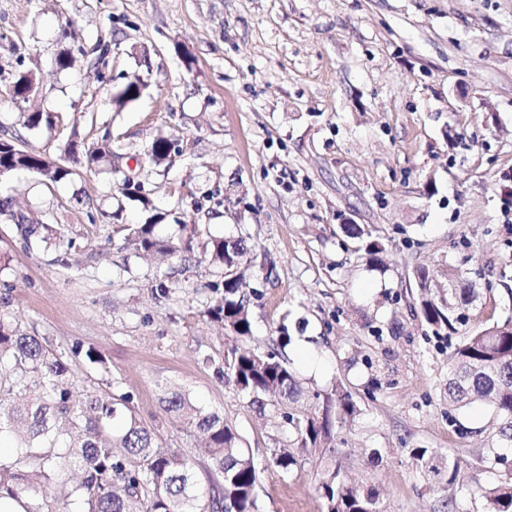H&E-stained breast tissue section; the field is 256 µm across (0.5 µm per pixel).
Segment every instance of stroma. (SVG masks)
<instances>
[{
  "label": "stroma",
  "instance_id": "obj_1",
  "mask_svg": "<svg viewBox=\"0 0 512 512\" xmlns=\"http://www.w3.org/2000/svg\"><path fill=\"white\" fill-rule=\"evenodd\" d=\"M80 46L59 70L58 54ZM22 69L39 81L29 108L55 122L26 129L0 101V134L52 159L107 129L120 145L116 174L81 159L56 187L27 171L0 178V198L75 242L65 268L54 244L26 248L0 218V299L15 321L56 351L105 359L79 371L76 392L131 395L143 425L189 453L197 441L158 384L219 411L256 467L258 512H325L329 459L386 512H444L415 447L463 458L469 489L507 479L475 459L492 407L449 410L455 341L422 323L411 287L416 266L459 271L481 291L471 328L512 316L500 285L512 280V0H0V79ZM131 72L149 87L115 109ZM160 135L179 153L150 177L148 203L124 198L123 174ZM151 204L169 213L161 235L195 224L247 237L250 338L209 319L221 272L208 261L178 266L158 294L166 262L126 248L122 230ZM347 221L381 238L378 265ZM236 347L278 349L301 401L240 393L217 371ZM340 388L357 413L335 426L330 456L276 468L274 449L298 445L286 413L321 414Z\"/></svg>",
  "mask_w": 512,
  "mask_h": 512
}]
</instances>
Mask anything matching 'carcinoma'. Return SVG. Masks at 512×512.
Returning <instances> with one entry per match:
<instances>
[{"label": "carcinoma", "mask_w": 512, "mask_h": 512, "mask_svg": "<svg viewBox=\"0 0 512 512\" xmlns=\"http://www.w3.org/2000/svg\"><path fill=\"white\" fill-rule=\"evenodd\" d=\"M33 72L21 71L0 88L5 101L22 102ZM147 82L137 76L125 82L111 98L117 109L138 100ZM23 125L32 130L54 123V115L20 113ZM175 149L171 139L159 136L144 154L154 165L163 164ZM79 145L69 142L63 156L52 160L28 150L17 140L0 139V167L7 172L39 174L47 185L70 179L75 174ZM95 163L114 155L112 133L83 150ZM121 192L128 198L147 200L145 183L122 181ZM0 216L14 223L16 235L25 243L44 242L45 224L17 223L10 201L0 203ZM167 213L156 210L142 224L129 229L125 237L137 254L157 253L192 258L196 225L181 224L178 239L157 234ZM342 228L351 238L367 237L365 254L379 261L383 243L357 224ZM200 248L220 270L227 272L213 288L224 289L219 301L207 310L211 320L236 336L251 334L249 314L250 283L240 267L250 253L245 237H209ZM416 305L421 321L433 334L458 338L448 356L446 390L448 404L463 407L488 399L496 410V422L476 450L477 462L488 469L500 466L506 457L502 449L512 447V318L478 330L467 328L461 309L478 297L476 289L461 285V277L448 275V292H443L434 270L419 266L413 271ZM74 358L88 365H104L92 348L71 350ZM77 362L68 361L41 338L24 331L6 311H0V435L10 436L16 452L0 457V498L24 499V512H46L44 489L55 493L62 512L77 506L76 512H257V474L250 457L241 447L238 434L224 423L222 414L208 409L184 390L158 385L159 403L176 414L198 441L197 455L178 448H166L133 415L127 394L87 393L79 397L71 390ZM219 372L237 389L255 398L270 397L288 406L297 402L304 388L296 373L275 351L239 349L224 359ZM356 412L351 394L337 392L336 401H326L322 416L296 420L285 415L300 435L302 453L322 447L334 427L344 424ZM410 457L419 473L443 491L459 484L462 464L457 458H443L429 448H412ZM277 467L288 470L297 463L296 452L280 448L273 457ZM319 491L326 512H383L376 491L363 490L345 482L340 468L329 462L322 471ZM484 502V512H512V482L505 480L478 485L471 491Z\"/></svg>", "instance_id": "1"}]
</instances>
